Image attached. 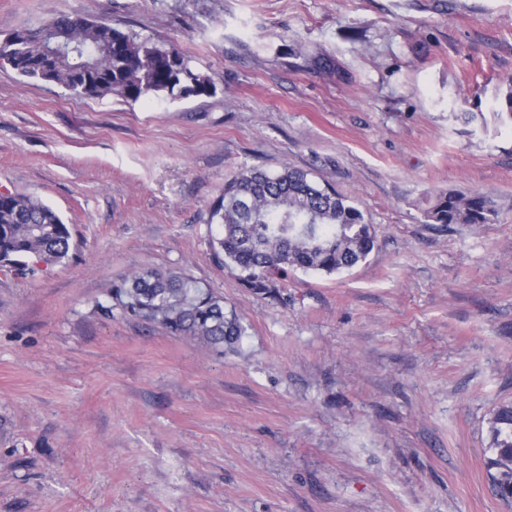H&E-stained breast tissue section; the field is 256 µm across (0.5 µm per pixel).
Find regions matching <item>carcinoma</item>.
<instances>
[{
	"instance_id": "cac0c4a2",
	"label": "carcinoma",
	"mask_w": 512,
	"mask_h": 512,
	"mask_svg": "<svg viewBox=\"0 0 512 512\" xmlns=\"http://www.w3.org/2000/svg\"><path fill=\"white\" fill-rule=\"evenodd\" d=\"M70 48L64 61L50 58L49 36ZM0 65L19 76L55 83L72 94L127 101L179 94L199 95L211 86L193 73L175 47L141 39L79 12H60L41 24L0 40ZM492 199L480 191H442L430 197L424 216L431 224H491ZM210 247L224 268L253 295L282 301V277L290 270L333 274L367 259L375 232L347 196L289 166L276 173L240 167L213 202ZM72 235L57 212L26 195L0 193V267L35 275V258L62 263ZM109 296L134 318L173 336L199 340L222 353L243 336L242 324L225 311L224 297L179 273L137 269L112 284ZM496 457L489 467L492 490L512 501V404L496 408L490 421Z\"/></svg>"
}]
</instances>
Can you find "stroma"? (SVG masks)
<instances>
[{"mask_svg": "<svg viewBox=\"0 0 512 512\" xmlns=\"http://www.w3.org/2000/svg\"><path fill=\"white\" fill-rule=\"evenodd\" d=\"M90 13L182 51L210 93L86 98L0 69V192L69 224V261L0 268V512H512V0H0V40ZM243 165H288L376 231L357 266L262 300L213 259ZM488 194L492 224L428 223ZM189 275L245 334L216 354L105 314L131 270ZM496 211L492 199L480 191L448 189L431 196L424 216L431 224H492ZM496 457L490 459L492 490L505 503L512 501V404L496 408L490 421Z\"/></svg>", "mask_w": 512, "mask_h": 512, "instance_id": "obj_1", "label": "stroma"}]
</instances>
